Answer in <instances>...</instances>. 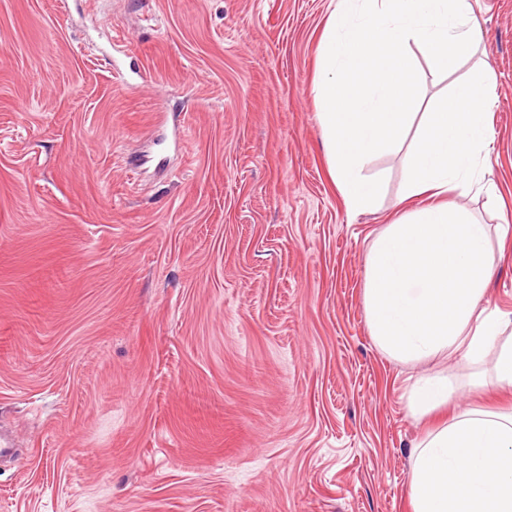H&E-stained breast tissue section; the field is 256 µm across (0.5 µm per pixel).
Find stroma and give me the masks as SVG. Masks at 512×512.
<instances>
[{"mask_svg": "<svg viewBox=\"0 0 512 512\" xmlns=\"http://www.w3.org/2000/svg\"><path fill=\"white\" fill-rule=\"evenodd\" d=\"M337 0H0V512H411L428 428L365 319V255L312 86ZM416 112L495 73L512 225V0Z\"/></svg>", "mask_w": 512, "mask_h": 512, "instance_id": "obj_1", "label": "stroma"}]
</instances>
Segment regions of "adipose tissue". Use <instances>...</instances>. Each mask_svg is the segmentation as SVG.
Here are the masks:
<instances>
[{"mask_svg":"<svg viewBox=\"0 0 512 512\" xmlns=\"http://www.w3.org/2000/svg\"><path fill=\"white\" fill-rule=\"evenodd\" d=\"M493 99L448 98L428 113L403 156L402 214L372 240L363 302L370 335L404 364L457 357L467 382L439 371L405 391L416 420L450 407L461 385L512 389V315L486 301L512 226L480 222L451 195L482 191ZM412 512H512V412L465 409L413 446Z\"/></svg>","mask_w":512,"mask_h":512,"instance_id":"1","label":"adipose tissue"}]
</instances>
